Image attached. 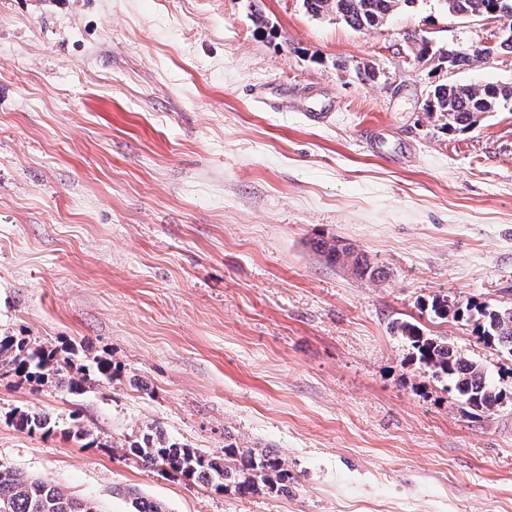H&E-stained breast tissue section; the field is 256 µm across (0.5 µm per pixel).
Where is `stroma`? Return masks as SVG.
<instances>
[{"label": "stroma", "instance_id": "35a3bbf8", "mask_svg": "<svg viewBox=\"0 0 512 512\" xmlns=\"http://www.w3.org/2000/svg\"><path fill=\"white\" fill-rule=\"evenodd\" d=\"M491 32L438 0L365 32L302 0H0V332L119 370L80 395L0 380V464L98 512L134 491L168 512H512V400L466 414L392 328L512 368L425 311L512 305V112L444 130L430 68L405 61L414 39ZM447 79L512 84V55ZM334 240L383 277L328 263ZM17 408L57 426L18 432ZM75 416L101 447L67 437ZM150 427L216 458L273 451L289 492L118 452Z\"/></svg>", "mask_w": 512, "mask_h": 512}]
</instances>
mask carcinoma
I'll use <instances>...</instances> for the list:
<instances>
[{
	"label": "carcinoma",
	"instance_id": "1",
	"mask_svg": "<svg viewBox=\"0 0 512 512\" xmlns=\"http://www.w3.org/2000/svg\"><path fill=\"white\" fill-rule=\"evenodd\" d=\"M512 6V0H441L448 15L465 18L482 14L499 6ZM415 0H303L313 16L334 13L339 21L355 31L378 28L402 7ZM512 106V85L441 82L431 86L425 101V111L444 119L442 128L450 132L470 129L487 112H497ZM329 262L352 268L360 276L372 279L383 276L378 264L352 247L328 244L318 246ZM430 311L438 319L451 317L473 324L478 341L495 345L512 356V306H492L470 303L465 306L448 301V296H435ZM416 351L425 372L447 382L446 390L464 405L471 415L488 413L512 398V369L498 382L490 380L485 368L459 350L448 339L426 336L409 322L393 326ZM77 374H71V371ZM0 371L13 375L21 382L45 384L67 373V387L73 392L83 389L90 375L74 360L59 355L55 349L33 346L26 339L0 333ZM9 423L21 432L52 431L56 422L48 415L29 410H16ZM67 434L84 447L98 443L93 433L77 422L68 426ZM124 455L182 476L205 483L216 491L229 488L241 496L262 490L277 494L288 493V466L269 452L257 454L234 443L224 446V458L216 459L198 448H190L167 440L161 433L147 428L137 440L120 445ZM132 512H167L165 506L152 499L134 496ZM0 512H96L93 506L65 495L60 488L32 479L15 469L0 465Z\"/></svg>",
	"mask_w": 512,
	"mask_h": 512
}]
</instances>
